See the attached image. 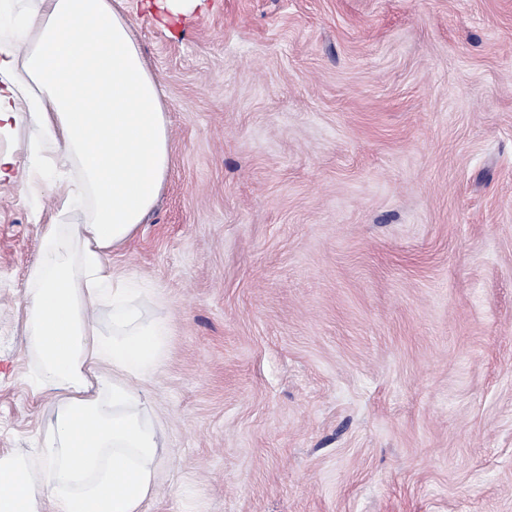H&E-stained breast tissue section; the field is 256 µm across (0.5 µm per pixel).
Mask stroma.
I'll use <instances>...</instances> for the list:
<instances>
[{
  "instance_id": "35a3bbf8",
  "label": "stroma",
  "mask_w": 512,
  "mask_h": 512,
  "mask_svg": "<svg viewBox=\"0 0 512 512\" xmlns=\"http://www.w3.org/2000/svg\"><path fill=\"white\" fill-rule=\"evenodd\" d=\"M129 20L173 140L109 257L169 328L146 512H512V0ZM31 135H0V457L57 397L17 308L55 212Z\"/></svg>"
}]
</instances>
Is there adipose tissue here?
<instances>
[{
	"label": "adipose tissue",
	"mask_w": 512,
	"mask_h": 512,
	"mask_svg": "<svg viewBox=\"0 0 512 512\" xmlns=\"http://www.w3.org/2000/svg\"><path fill=\"white\" fill-rule=\"evenodd\" d=\"M23 122L31 171L64 174L55 200L81 216L40 227L20 306L27 352L61 396L35 453L0 457V512H144L165 434L136 382L167 329L108 256L155 207L172 140L129 0H0V134Z\"/></svg>",
	"instance_id": "ef3b65f1"
}]
</instances>
